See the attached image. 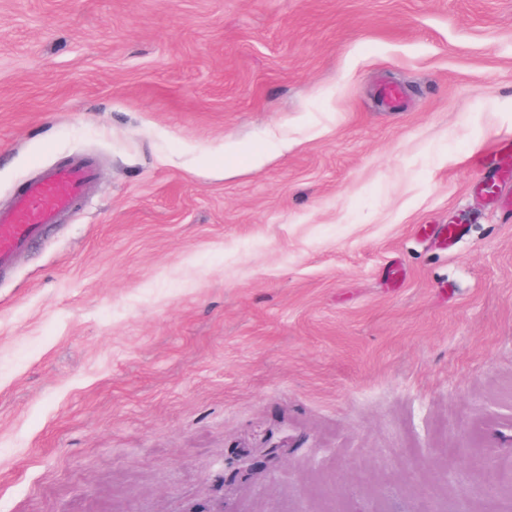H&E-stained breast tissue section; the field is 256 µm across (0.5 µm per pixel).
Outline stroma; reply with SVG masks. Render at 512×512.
Segmentation results:
<instances>
[{
	"instance_id": "stroma-1",
	"label": "stroma",
	"mask_w": 512,
	"mask_h": 512,
	"mask_svg": "<svg viewBox=\"0 0 512 512\" xmlns=\"http://www.w3.org/2000/svg\"><path fill=\"white\" fill-rule=\"evenodd\" d=\"M79 155L0 512H512V0H0V210Z\"/></svg>"
}]
</instances>
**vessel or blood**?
Wrapping results in <instances>:
<instances>
[{
    "instance_id": "1",
    "label": "vessel or blood",
    "mask_w": 512,
    "mask_h": 512,
    "mask_svg": "<svg viewBox=\"0 0 512 512\" xmlns=\"http://www.w3.org/2000/svg\"><path fill=\"white\" fill-rule=\"evenodd\" d=\"M94 165L84 159L53 167L30 180L13 206L0 211V267L38 238L45 225L57 223L93 183Z\"/></svg>"
}]
</instances>
